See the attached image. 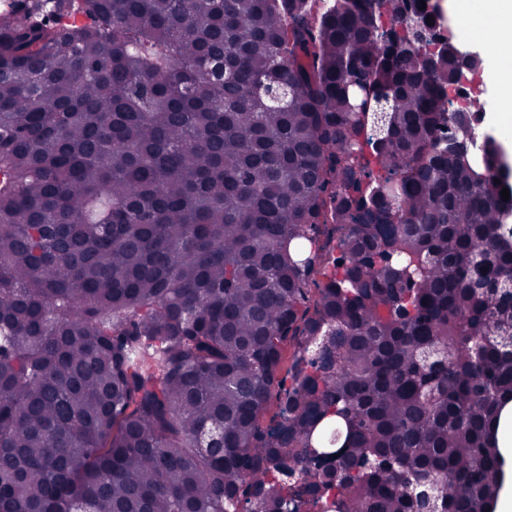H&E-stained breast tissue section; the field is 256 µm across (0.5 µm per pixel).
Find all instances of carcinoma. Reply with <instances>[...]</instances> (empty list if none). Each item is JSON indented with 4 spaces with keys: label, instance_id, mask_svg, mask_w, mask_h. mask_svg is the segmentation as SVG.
Masks as SVG:
<instances>
[{
    "label": "carcinoma",
    "instance_id": "cac0c4a2",
    "mask_svg": "<svg viewBox=\"0 0 512 512\" xmlns=\"http://www.w3.org/2000/svg\"><path fill=\"white\" fill-rule=\"evenodd\" d=\"M403 23L396 0H7L0 512H488L512 176L495 141L447 149L473 133L462 62L427 68ZM476 75L471 70H463L460 80L448 85V97L454 102L456 108H466L467 92L473 88Z\"/></svg>",
    "mask_w": 512,
    "mask_h": 512
}]
</instances>
